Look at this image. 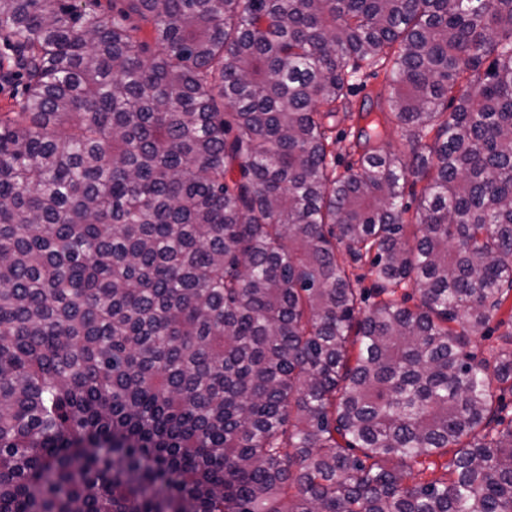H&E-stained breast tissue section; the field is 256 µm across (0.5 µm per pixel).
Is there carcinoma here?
<instances>
[{
  "mask_svg": "<svg viewBox=\"0 0 512 512\" xmlns=\"http://www.w3.org/2000/svg\"><path fill=\"white\" fill-rule=\"evenodd\" d=\"M15 83L0 512H512V0H0ZM363 81L364 86H361L351 96H349L354 110V117L338 122L333 133L337 140L334 149V156L338 171H343L346 165L354 159L349 155L351 149L346 148V145H348L349 139H353V134L358 126L356 119L358 108L362 106L365 101L369 104V98H372L375 101V95L379 91H384L385 94H387L383 71H379L375 74L371 73L365 77ZM512 307V292L509 293L507 300L501 310L491 320L488 327L484 329L486 336L479 337L477 342L470 345L469 350L474 352L477 358L489 357L490 353L500 349L505 345V334L511 332L510 308ZM504 320L505 323L500 321Z\"/></svg>",
  "mask_w": 512,
  "mask_h": 512,
  "instance_id": "1",
  "label": "carcinoma"
}]
</instances>
